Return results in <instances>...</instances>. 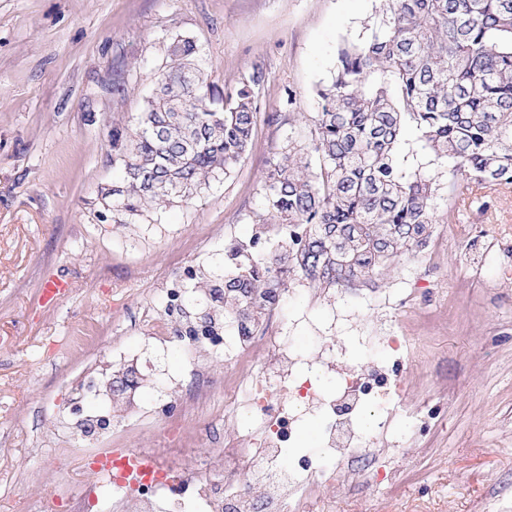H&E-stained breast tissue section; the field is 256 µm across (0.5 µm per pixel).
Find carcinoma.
<instances>
[{
  "label": "carcinoma",
  "mask_w": 512,
  "mask_h": 512,
  "mask_svg": "<svg viewBox=\"0 0 512 512\" xmlns=\"http://www.w3.org/2000/svg\"><path fill=\"white\" fill-rule=\"evenodd\" d=\"M366 31L337 47L309 146H287L265 182L258 223L288 225V239L258 251L230 240L212 269L188 268L176 334L232 322L246 332L292 275L345 288L424 247L440 187L405 165L408 129L449 166L452 190L512 185V0H389ZM198 55L174 40L138 124L112 125V223L189 202L246 153L263 72L225 95Z\"/></svg>",
  "instance_id": "obj_1"
}]
</instances>
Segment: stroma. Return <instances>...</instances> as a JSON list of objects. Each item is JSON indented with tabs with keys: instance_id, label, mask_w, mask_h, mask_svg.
<instances>
[{
	"instance_id": "stroma-1",
	"label": "stroma",
	"mask_w": 512,
	"mask_h": 512,
	"mask_svg": "<svg viewBox=\"0 0 512 512\" xmlns=\"http://www.w3.org/2000/svg\"><path fill=\"white\" fill-rule=\"evenodd\" d=\"M379 0H0V512H63L55 482L89 484L98 446L123 438L153 448L152 398L186 397L182 351L157 353L145 317L189 266L248 240L265 211L264 182L282 148L307 145L305 114L336 66V47L364 35ZM200 48L206 81L230 93L253 69L259 111L253 141L231 173L190 203L127 224L103 222L112 185L113 124L135 123L169 62L175 38ZM435 257H408L372 281L315 296L291 278L267 321L295 357L336 344V358L376 364V337L395 332L420 351L404 364L406 402L373 432L395 482L363 487L341 477L306 497L305 512H512V189L487 203L440 194ZM491 228L482 237V228ZM73 291L57 306L40 291ZM75 344L61 347L62 337ZM142 388L113 401L111 425L83 436L71 381L101 380L113 348ZM439 400L436 426L413 431L410 412ZM247 417L224 418L216 389L194 422L185 468L214 460ZM68 447L66 455L50 453Z\"/></svg>"
}]
</instances>
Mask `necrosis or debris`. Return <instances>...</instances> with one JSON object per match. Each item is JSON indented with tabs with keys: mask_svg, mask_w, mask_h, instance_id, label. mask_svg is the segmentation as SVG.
Returning a JSON list of instances; mask_svg holds the SVG:
<instances>
[{
	"mask_svg": "<svg viewBox=\"0 0 512 512\" xmlns=\"http://www.w3.org/2000/svg\"><path fill=\"white\" fill-rule=\"evenodd\" d=\"M186 353L201 345L224 352L231 374L247 376L238 408L249 424L236 437L225 439L219 450L224 469L223 488H215L211 467L184 469L180 461L191 447V424L196 413L207 405L212 390L208 373L196 371V384L178 409L160 418L163 438L158 447L144 454L159 465L158 474L136 482L119 484L100 476L84 492L66 493L65 512H88L92 500L120 496L126 512H252L255 504L249 494L254 485L264 489V512H303L304 496L319 492L336 481L341 472L364 482L387 479L378 465V452L370 447L361 431L359 418L364 412L376 416L375 430H384L387 408H376L374 393L382 388L395 393L396 375L373 367H340L336 370V389L325 394L310 381L322 359L310 356L299 373H292L293 352L280 331H250L238 343L229 344L222 332L189 337L182 343ZM262 349V362H255V349ZM319 409L333 418L328 426L321 456L301 457L283 463V451L293 439L306 411Z\"/></svg>",
	"mask_w": 512,
	"mask_h": 512,
	"instance_id": "necrosis-or-debris-1",
	"label": "necrosis or debris"
}]
</instances>
